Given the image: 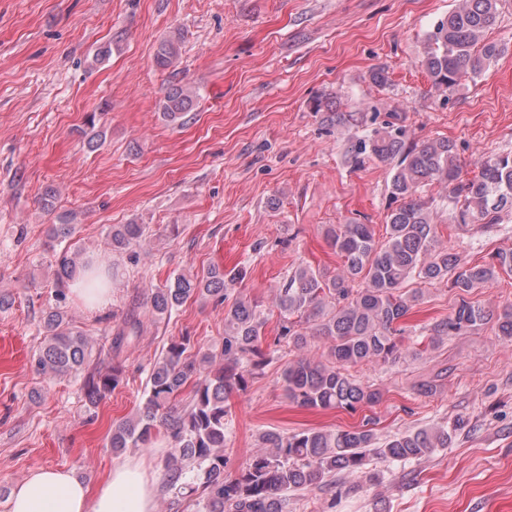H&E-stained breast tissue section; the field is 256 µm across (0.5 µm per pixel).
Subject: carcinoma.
<instances>
[{"label": "carcinoma", "instance_id": "cac0c4a2", "mask_svg": "<svg viewBox=\"0 0 512 512\" xmlns=\"http://www.w3.org/2000/svg\"><path fill=\"white\" fill-rule=\"evenodd\" d=\"M502 0H458L425 35L421 66L431 88L446 94L466 81H476L508 51V44L489 41L486 33L500 16ZM180 50V34L163 41L156 52L161 67L170 66ZM193 110V92L179 85L162 91L160 112L170 122H185ZM350 160L389 167V193L394 207L386 219V237L379 240L370 224H336L326 238L342 261V271L327 277L304 265L278 289L272 306L282 329L277 343L288 351L308 347V337L327 340L326 361L297 357L283 372L288 400L306 409L355 411L381 398L350 369L372 362H394L403 350V323L423 304V284L446 282L458 295L447 317L431 324L429 344L494 323L497 336L512 342V305L493 308L468 299L476 289L512 274V251H498L473 265L440 245L432 203L423 188L448 189V215L458 226L495 224L512 209V152L486 157L471 177L453 142L437 138L417 142L393 123L351 140ZM148 225L118 224L110 234L112 249L127 250L146 239ZM52 242L71 240L74 224H52ZM78 252L56 254V307L45 312L47 338L33 356L36 370L50 377L84 371L86 404L97 407L123 380L121 365L110 362L123 345L138 337L142 321L130 313L111 338L105 359H92L85 335L72 327L61 310L66 287L77 274ZM243 268H212L202 275L178 274L162 288H152L146 308L154 316L172 313L188 299L210 296L222 304L227 285L246 278ZM257 302L237 297L224 309V340L220 347L194 349L191 337L168 344L150 370L147 397L135 415L112 425L109 446L119 453L145 448L164 428L173 444L165 468L166 489L191 498L198 512H286L288 493L320 491L336 474L363 469L370 460L398 462L420 459L448 447V428L437 426L375 442L372 420L351 431L308 429L291 435L263 433L264 447L252 455L235 477L224 475V429L233 391L247 388L249 378L268 362L263 348L264 326ZM189 400L177 411L171 403L187 384Z\"/></svg>", "mask_w": 512, "mask_h": 512}]
</instances>
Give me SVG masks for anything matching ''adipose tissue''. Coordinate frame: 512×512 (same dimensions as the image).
Instances as JSON below:
<instances>
[{
  "instance_id": "ef3b65f1",
  "label": "adipose tissue",
  "mask_w": 512,
  "mask_h": 512,
  "mask_svg": "<svg viewBox=\"0 0 512 512\" xmlns=\"http://www.w3.org/2000/svg\"><path fill=\"white\" fill-rule=\"evenodd\" d=\"M154 501L144 462L129 460L94 491L69 469H36L14 488L10 512H154Z\"/></svg>"
}]
</instances>
